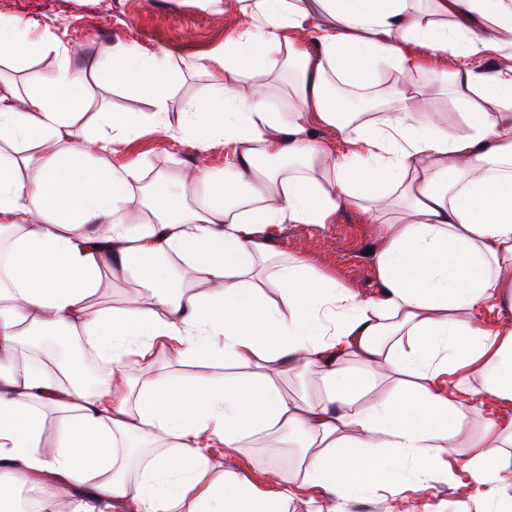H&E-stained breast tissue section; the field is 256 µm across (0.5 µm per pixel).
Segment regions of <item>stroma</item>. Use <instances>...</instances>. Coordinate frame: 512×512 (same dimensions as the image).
Returning <instances> with one entry per match:
<instances>
[{"instance_id": "stroma-1", "label": "stroma", "mask_w": 512, "mask_h": 512, "mask_svg": "<svg viewBox=\"0 0 512 512\" xmlns=\"http://www.w3.org/2000/svg\"><path fill=\"white\" fill-rule=\"evenodd\" d=\"M1 17L31 27L36 34L49 35L68 48V61L76 69L87 59L110 57L119 45L168 53L171 65L181 73L170 101L174 112L186 97L206 86L203 76L189 70V63L223 48L225 40L244 24L238 10L221 4L205 8L198 0H0ZM141 155L161 172L194 164L218 175L224 172L223 141H213L201 152L195 143L172 130L158 129L132 138L120 157L130 160ZM269 233L281 257H301L317 274L333 278L360 295L377 293L369 252L376 248L382 227L362 211L344 209L330 224H282L270 228ZM301 456L299 450L260 441L229 457L216 452L214 459L264 490L270 465L293 472ZM404 475L413 512H436L439 504L467 500L471 493L470 479L460 471L450 478L439 473L422 482L409 465Z\"/></svg>"}]
</instances>
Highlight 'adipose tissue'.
<instances>
[{
  "mask_svg": "<svg viewBox=\"0 0 512 512\" xmlns=\"http://www.w3.org/2000/svg\"><path fill=\"white\" fill-rule=\"evenodd\" d=\"M415 2L240 0L244 26L192 62L210 82L174 118L177 71L134 45L80 70L61 61L22 91L0 77V512L26 496L54 512L56 476L76 491L71 512H284L305 485L346 512L353 490L402 492L404 462L432 477L476 406L512 408V0H432L427 21ZM53 49L0 19L1 58ZM450 55L456 126L403 88L371 114L387 70L410 78ZM288 62L296 81L271 94ZM90 78L149 112L108 111ZM147 125L203 150L223 140L224 178L166 173L146 192L150 162L113 157ZM322 127L345 152L319 141ZM348 208L384 228L377 295L295 257L273 264L266 228ZM105 274L142 290L93 309ZM33 336L89 347L106 374L90 388L73 364L30 367ZM164 354L232 372L179 379ZM276 367L317 371L325 388L289 398ZM295 432L302 477L280 474L273 493L208 456ZM511 447L512 417H487L457 460L479 488L454 512H512Z\"/></svg>",
  "mask_w": 512,
  "mask_h": 512,
  "instance_id": "obj_1",
  "label": "adipose tissue"
}]
</instances>
